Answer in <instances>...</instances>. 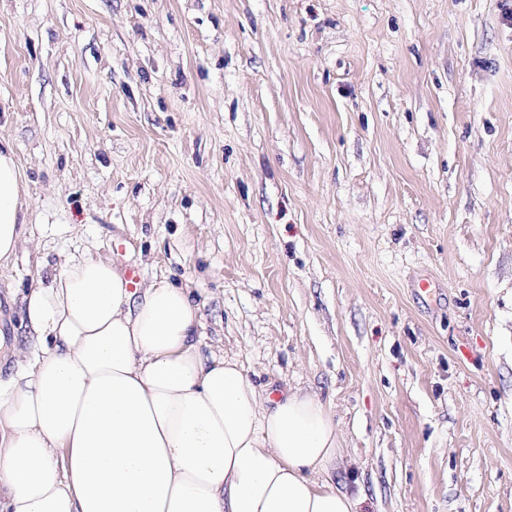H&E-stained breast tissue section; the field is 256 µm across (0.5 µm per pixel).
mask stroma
Returning <instances> with one entry per match:
<instances>
[{
    "instance_id": "obj_1",
    "label": "stroma",
    "mask_w": 512,
    "mask_h": 512,
    "mask_svg": "<svg viewBox=\"0 0 512 512\" xmlns=\"http://www.w3.org/2000/svg\"><path fill=\"white\" fill-rule=\"evenodd\" d=\"M511 10L0 0V341L70 254L192 282L204 349L329 405L359 512H512ZM23 193L24 184L14 150L0 141V264L15 255L26 225Z\"/></svg>"
}]
</instances>
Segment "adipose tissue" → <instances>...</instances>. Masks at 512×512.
<instances>
[{
	"label": "adipose tissue",
	"mask_w": 512,
	"mask_h": 512,
	"mask_svg": "<svg viewBox=\"0 0 512 512\" xmlns=\"http://www.w3.org/2000/svg\"><path fill=\"white\" fill-rule=\"evenodd\" d=\"M0 143V264L26 208ZM25 354L0 380V512H357L315 395L270 398L201 349L194 289H132L109 260L64 257L22 298Z\"/></svg>",
	"instance_id": "1"
}]
</instances>
